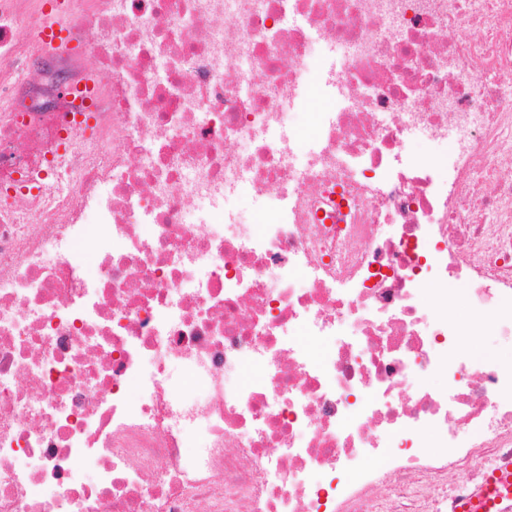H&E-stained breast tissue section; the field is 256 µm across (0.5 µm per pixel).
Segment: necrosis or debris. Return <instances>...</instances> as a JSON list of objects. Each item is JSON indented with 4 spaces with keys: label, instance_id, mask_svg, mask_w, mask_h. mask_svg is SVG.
I'll return each instance as SVG.
<instances>
[{
    "label": "necrosis or debris",
    "instance_id": "4bbe7bcc",
    "mask_svg": "<svg viewBox=\"0 0 512 512\" xmlns=\"http://www.w3.org/2000/svg\"><path fill=\"white\" fill-rule=\"evenodd\" d=\"M45 14L0 0V512H452L512 465L464 351L512 344V0ZM465 346L473 355L490 354L505 360L512 359V346L499 342L496 336L488 332L472 336Z\"/></svg>",
    "mask_w": 512,
    "mask_h": 512
}]
</instances>
